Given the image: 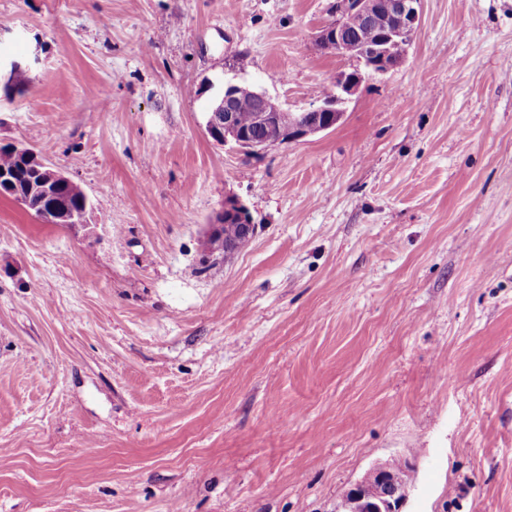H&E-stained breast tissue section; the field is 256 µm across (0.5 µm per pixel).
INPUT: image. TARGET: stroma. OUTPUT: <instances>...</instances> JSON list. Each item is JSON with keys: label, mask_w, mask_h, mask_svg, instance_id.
Listing matches in <instances>:
<instances>
[{"label": "stroma", "mask_w": 512, "mask_h": 512, "mask_svg": "<svg viewBox=\"0 0 512 512\" xmlns=\"http://www.w3.org/2000/svg\"><path fill=\"white\" fill-rule=\"evenodd\" d=\"M328 6L0 0V146L91 203L0 195V512H336L392 458L404 512H512V0H422L331 131L215 143L227 82L335 95ZM26 155L31 164L39 171V174L42 176L41 181L45 186L48 187L59 183H74L62 171L54 168L39 153L30 149L26 152ZM53 202L61 212L72 214L84 213L88 208V197L76 185L61 186L53 192ZM234 224H240L243 231L249 235H255L256 233L257 223L249 209L237 198L226 199L224 206L210 221V233L207 241V252L210 256H215L216 250H211L209 239L211 235L221 233L223 227L225 241L230 242L236 252H239L249 244L250 239L242 234L238 226ZM224 236L215 240L214 244H217L218 248L223 246L224 258H226L228 255L233 254L234 250L227 242H224Z\"/></svg>", "instance_id": "1"}]
</instances>
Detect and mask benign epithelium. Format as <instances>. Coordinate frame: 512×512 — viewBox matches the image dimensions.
<instances>
[{
	"mask_svg": "<svg viewBox=\"0 0 512 512\" xmlns=\"http://www.w3.org/2000/svg\"><path fill=\"white\" fill-rule=\"evenodd\" d=\"M422 0H334L329 9L330 19L314 36V45L328 53H344L350 19L379 14L385 28L379 42L362 45L353 58L361 65L353 71L336 76L341 100L355 93L363 74L385 75L405 60L407 48L421 22ZM243 94L261 97L267 107L256 113L255 123L262 130L259 139L249 137L237 122L234 101ZM342 118L338 100L324 99L321 104L301 112H291L276 98L248 86L229 83L224 87L219 107L208 113L205 130L217 144L237 152L259 154L271 147L302 141L331 130ZM27 159L39 171L45 186L68 183L62 171L53 167L39 153L28 150ZM226 224H238L249 235L257 225L249 209L237 198L227 199L210 221V234L222 232ZM410 488L405 471L393 468L385 461L371 468L352 485V495L340 506L342 512H402Z\"/></svg>",
	"mask_w": 512,
	"mask_h": 512,
	"instance_id": "benign-epithelium-1",
	"label": "benign epithelium"
}]
</instances>
